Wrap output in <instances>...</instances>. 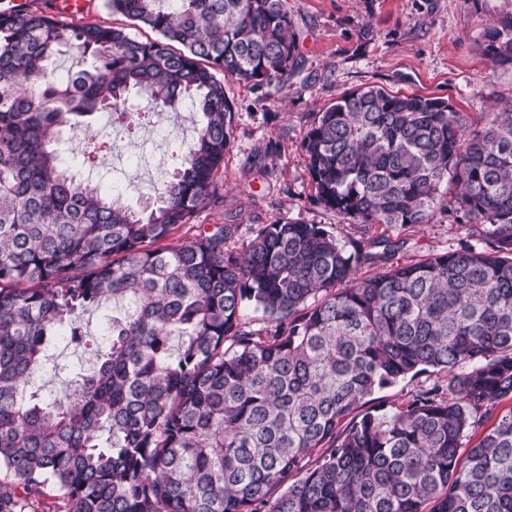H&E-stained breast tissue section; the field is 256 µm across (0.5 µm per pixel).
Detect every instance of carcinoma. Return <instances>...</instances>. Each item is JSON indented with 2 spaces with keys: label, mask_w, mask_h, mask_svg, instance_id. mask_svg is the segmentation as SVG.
Here are the masks:
<instances>
[{
  "label": "carcinoma",
  "mask_w": 512,
  "mask_h": 512,
  "mask_svg": "<svg viewBox=\"0 0 512 512\" xmlns=\"http://www.w3.org/2000/svg\"><path fill=\"white\" fill-rule=\"evenodd\" d=\"M156 31L0 8V512H512V108L483 125L439 98L371 86L315 113L317 204L359 224H427L456 186L468 239L357 275L400 248L277 218L161 245L216 201L234 132L217 74L288 89L286 0H109ZM82 49L74 72L49 69ZM201 113L157 205L133 210L74 169L68 127L131 128V98ZM383 244V253L373 251ZM128 303L88 335L79 311ZM64 338L98 367L46 401ZM438 380L390 413L371 396ZM474 445L461 452L463 440ZM314 463H309V460Z\"/></svg>",
  "instance_id": "carcinoma-1"
}]
</instances>
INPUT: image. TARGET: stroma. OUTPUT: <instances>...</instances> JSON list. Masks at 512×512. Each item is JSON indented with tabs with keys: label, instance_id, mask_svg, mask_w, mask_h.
<instances>
[{
	"label": "stroma",
	"instance_id": "obj_1",
	"mask_svg": "<svg viewBox=\"0 0 512 512\" xmlns=\"http://www.w3.org/2000/svg\"><path fill=\"white\" fill-rule=\"evenodd\" d=\"M298 40L301 68L287 94L226 78L234 106V140L216 176L217 201L181 226L176 239L192 238L203 224L240 225L241 238L279 217L324 224L341 241L384 234L404 240L393 261L407 264L447 251L466 229L454 209L437 210L426 224L386 229L342 219L314 202V188L302 147L316 112L342 94L379 86L403 95L447 100L455 111L478 119L512 104V64L493 63L487 54L496 33L512 30V0H286ZM67 22L125 30L147 41L156 34L107 6L86 0ZM138 106L145 117L135 128L116 129L109 115L94 121L97 141L106 145L83 183L118 191L123 201L143 208L180 162L196 116L184 107L179 118ZM55 356L63 371L44 375L45 390L61 393L95 359L84 349L60 344Z\"/></svg>",
	"mask_w": 512,
	"mask_h": 512
}]
</instances>
